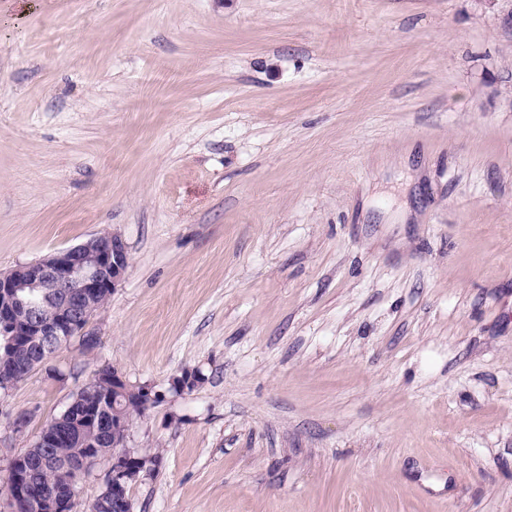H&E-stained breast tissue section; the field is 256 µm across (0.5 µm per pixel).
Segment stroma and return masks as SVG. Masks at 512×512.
I'll use <instances>...</instances> for the list:
<instances>
[{
	"label": "stroma",
	"mask_w": 512,
	"mask_h": 512,
	"mask_svg": "<svg viewBox=\"0 0 512 512\" xmlns=\"http://www.w3.org/2000/svg\"><path fill=\"white\" fill-rule=\"evenodd\" d=\"M15 2L0 271L129 265L0 394V477L110 366L161 395L134 512H512L506 0Z\"/></svg>",
	"instance_id": "1"
}]
</instances>
